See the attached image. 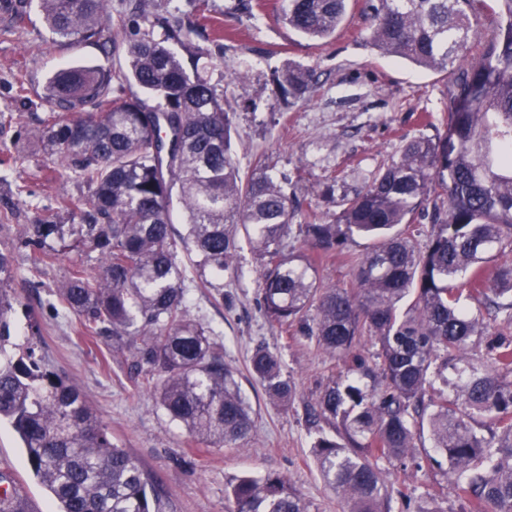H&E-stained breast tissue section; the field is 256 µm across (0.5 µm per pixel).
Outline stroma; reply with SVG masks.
I'll return each mask as SVG.
<instances>
[{
    "instance_id": "1",
    "label": "stroma",
    "mask_w": 512,
    "mask_h": 512,
    "mask_svg": "<svg viewBox=\"0 0 512 512\" xmlns=\"http://www.w3.org/2000/svg\"><path fill=\"white\" fill-rule=\"evenodd\" d=\"M284 5L285 0H112V12L179 23L191 48L204 50L216 65L212 80L234 114L241 170L265 162L272 174L287 178L288 191L302 209L331 216L337 199L361 190L406 141L437 135V127L423 124L422 115L446 109L448 76L373 49L367 41L364 0H349L343 25L321 41L289 30L279 18ZM70 63L119 69L124 59L89 44L60 46L35 12L16 35L0 34V216L9 217L0 227V251L12 256L13 343L35 345L53 370L86 395L113 443L161 485L168 512H229V481L268 472L285 476L311 512H342L339 497L311 457L314 435L308 422L320 386L337 374L338 363L264 317L260 262L248 242L240 244L237 272L224 276L220 301L213 289L197 287L194 258L184 261L188 312L213 329L253 411L252 436L240 448L192 444L140 380L131 378L123 352L107 339L75 333V318L64 313L56 294L71 256H60L44 274L32 275L21 225L42 217L58 199L84 190L73 173L58 172L31 141L47 111L42 87ZM290 64L315 74L306 100L293 101L281 91L278 77ZM242 65L250 69L248 79H229L228 69ZM21 75L32 82L23 97L15 84ZM18 140L28 144L23 163L4 164ZM261 344L280 354L285 373L296 384L292 407L270 402L249 369L252 351ZM380 467L392 512H460L452 488L439 486L444 479L439 468L419 471L396 461ZM0 468L10 470L35 512H57L56 500L28 469L22 445L7 423L0 425Z\"/></svg>"
}]
</instances>
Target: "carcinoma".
Instances as JSON below:
<instances>
[{"label": "carcinoma", "instance_id": "1", "mask_svg": "<svg viewBox=\"0 0 512 512\" xmlns=\"http://www.w3.org/2000/svg\"><path fill=\"white\" fill-rule=\"evenodd\" d=\"M471 2L367 0L373 48L453 75L445 131L407 141L362 190L341 196L332 217L306 213L305 249L290 252L299 204L261 162L241 174L234 113L210 66L199 64L203 54L185 68L174 49L183 44L180 28L131 23L112 15L111 0H37L63 45L122 50L126 68L64 67L44 86L43 149L87 192L23 225L30 271L41 274L63 254L96 253L95 274L77 259L58 288L79 335L127 351L131 369L194 441L242 447L251 406L213 331L187 312L181 255H196L201 286L213 288L237 271L239 238L248 239L260 259L266 318L341 365L317 396L322 427L312 454L344 512H391L378 461H418L426 430L465 512H512V339L498 334L483 355H470L473 338L488 335L484 312L512 324V264L487 275L496 254L512 252V0L484 5L494 32L477 61L467 57L477 37ZM345 12L346 0H287L281 19L322 40ZM114 29L128 34L117 42ZM115 82L157 104L114 94ZM312 86L308 68L281 74L283 94L295 100ZM176 203L182 231L172 220ZM425 211L431 231L421 246L410 225ZM357 237L372 240L359 255L349 249ZM336 254L353 268L348 287L319 276ZM10 267L0 252V422L19 435L28 468L58 512H164L155 480L112 443L84 395L34 348L10 350ZM250 368L271 401L295 399L277 353L257 346ZM3 485L0 512H33L1 470ZM227 498L234 512H309L275 473L231 479Z\"/></svg>", "mask_w": 512, "mask_h": 512}]
</instances>
